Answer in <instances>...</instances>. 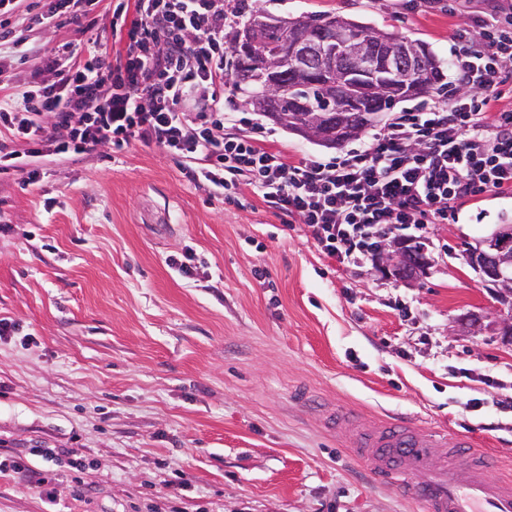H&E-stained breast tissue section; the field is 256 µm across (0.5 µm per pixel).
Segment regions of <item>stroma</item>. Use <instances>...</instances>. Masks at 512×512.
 Segmentation results:
<instances>
[{
    "mask_svg": "<svg viewBox=\"0 0 512 512\" xmlns=\"http://www.w3.org/2000/svg\"><path fill=\"white\" fill-rule=\"evenodd\" d=\"M512 0H258L267 13L341 15L450 57L460 25ZM94 33L33 27L0 46L5 93L34 80L39 53ZM38 183L0 175V456L43 473L52 497L0 477V512H421L378 484L324 425L336 408L368 423L407 416L469 434L512 481V346L457 318L496 300L464 250L512 224V195L479 196L422 242L420 283L375 262L325 256L305 225L249 188L195 187L141 141L36 162ZM185 277L168 264L185 252ZM265 277H257V270ZM39 448H72L57 463Z\"/></svg>",
    "mask_w": 512,
    "mask_h": 512,
    "instance_id": "stroma-1",
    "label": "stroma"
}]
</instances>
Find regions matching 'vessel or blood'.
<instances>
[{
    "mask_svg": "<svg viewBox=\"0 0 512 512\" xmlns=\"http://www.w3.org/2000/svg\"><path fill=\"white\" fill-rule=\"evenodd\" d=\"M339 433L354 458L378 480L426 512H512V483L488 479L487 455L463 435L407 419H380L363 427L339 413Z\"/></svg>",
    "mask_w": 512,
    "mask_h": 512,
    "instance_id": "1",
    "label": "vessel or blood"
}]
</instances>
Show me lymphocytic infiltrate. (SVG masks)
Segmentation results:
<instances>
[{
  "label": "lymphocytic infiltrate",
  "mask_w": 512,
  "mask_h": 512,
  "mask_svg": "<svg viewBox=\"0 0 512 512\" xmlns=\"http://www.w3.org/2000/svg\"><path fill=\"white\" fill-rule=\"evenodd\" d=\"M227 0H119L111 45H58L51 84L0 97V173L29 184L35 158L134 141L163 147L198 187H248L306 225L327 257L358 264L398 236L452 224L460 204L512 194V108L499 107L512 65V10L456 34L448 90L392 113L339 156L288 161L269 132L224 109Z\"/></svg>",
  "instance_id": "obj_1"
}]
</instances>
